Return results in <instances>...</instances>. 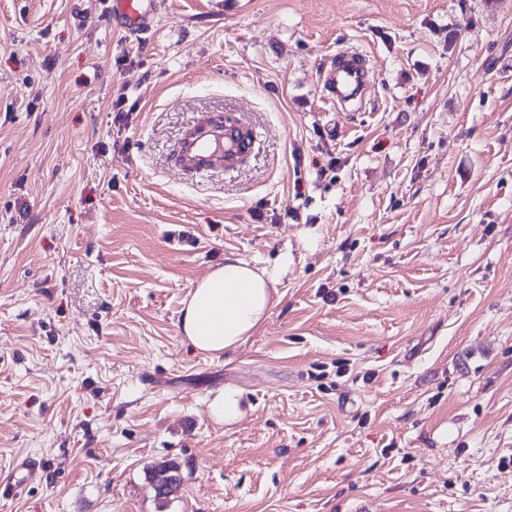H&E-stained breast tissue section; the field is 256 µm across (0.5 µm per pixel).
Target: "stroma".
<instances>
[{"label": "stroma", "instance_id": "obj_1", "mask_svg": "<svg viewBox=\"0 0 512 512\" xmlns=\"http://www.w3.org/2000/svg\"><path fill=\"white\" fill-rule=\"evenodd\" d=\"M206 113L254 149L188 178ZM228 255L278 293L214 358L178 324ZM27 458L0 512H512V0H165L139 36L0 0V474ZM373 80V74L364 55L340 52L336 61L323 74V83L329 99L341 103H361ZM241 395L234 388H225L209 404L210 414L219 423L232 424L242 415ZM39 476V468L31 461L26 460L17 464L0 482L1 496L10 495L22 489ZM181 465L173 460L155 461L147 467V473L156 497L169 499L174 497L181 486Z\"/></svg>", "mask_w": 512, "mask_h": 512}]
</instances>
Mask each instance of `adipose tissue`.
<instances>
[{
  "mask_svg": "<svg viewBox=\"0 0 512 512\" xmlns=\"http://www.w3.org/2000/svg\"><path fill=\"white\" fill-rule=\"evenodd\" d=\"M275 282L264 270L232 255L190 288L180 329L195 350L219 357L235 350L267 318Z\"/></svg>",
  "mask_w": 512,
  "mask_h": 512,
  "instance_id": "obj_1",
  "label": "adipose tissue"
}]
</instances>
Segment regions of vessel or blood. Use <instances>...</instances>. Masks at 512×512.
I'll return each mask as SVG.
<instances>
[{
	"label": "vessel or blood",
	"instance_id": "1",
	"mask_svg": "<svg viewBox=\"0 0 512 512\" xmlns=\"http://www.w3.org/2000/svg\"><path fill=\"white\" fill-rule=\"evenodd\" d=\"M159 7L158 0H111L108 13L125 31L139 34L148 31L149 19ZM372 80L365 56L356 52L338 53L333 67L323 75L330 99L341 104L362 102ZM251 146L248 133L235 121L205 117L186 128L178 141L176 157L180 170L196 177L211 168L235 164ZM38 475L39 469L32 461H23L0 478V494H12Z\"/></svg>",
	"mask_w": 512,
	"mask_h": 512
}]
</instances>
